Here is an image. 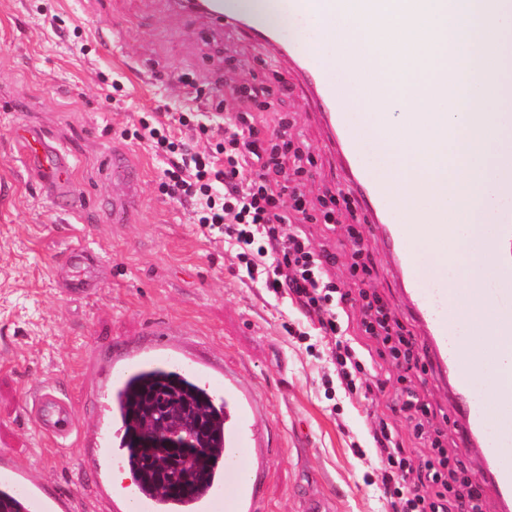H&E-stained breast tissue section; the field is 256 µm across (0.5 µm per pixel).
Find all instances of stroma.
I'll use <instances>...</instances> for the list:
<instances>
[{"instance_id":"1","label":"stroma","mask_w":512,"mask_h":512,"mask_svg":"<svg viewBox=\"0 0 512 512\" xmlns=\"http://www.w3.org/2000/svg\"><path fill=\"white\" fill-rule=\"evenodd\" d=\"M100 31L106 41L97 39ZM291 69L288 56L175 0H0V452L21 456L56 490L79 492L82 512L107 510L82 489L78 451H62L39 434L26 403L57 384L73 401L78 424H89V354L153 340L165 330L185 334L253 388L261 407L257 429L274 449L263 485L266 512H302L309 497L331 512H388L377 463L354 448L375 417L395 428L406 455L425 451L395 407L399 370L379 345L368 344L370 396L332 382L325 339L288 335L285 324L301 318L296 305L237 274L223 238L198 231L192 205L162 195L166 160L134 136L142 114L175 121L187 107L216 113L225 84L275 92ZM185 72L192 82H181ZM287 88L285 100L256 110L267 134L290 119L295 144L312 161L309 198L329 188L348 199L341 224L302 227L314 247L340 252L334 273L347 288L346 227L368 217L343 187L310 98L297 85ZM20 123L40 128L71 154L81 216L62 213L22 165L13 142ZM114 150L142 171L139 205L118 219L106 167ZM76 243L102 258L89 298L63 294L53 275L55 262ZM367 244L365 289L384 295L406 329L418 333L384 245L372 235ZM419 352L416 387L471 482L482 483L480 460L453 425L448 382L428 347Z\"/></svg>"}]
</instances>
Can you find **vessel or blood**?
I'll return each instance as SVG.
<instances>
[{"mask_svg": "<svg viewBox=\"0 0 512 512\" xmlns=\"http://www.w3.org/2000/svg\"><path fill=\"white\" fill-rule=\"evenodd\" d=\"M376 0H290L292 12L302 22H329L346 10L373 14ZM211 15L225 27L252 34L273 48L288 50L306 83L311 88L329 127L335 133V150L345 173V187L357 194L367 210L375 216V229L390 254L398 262L411 301L414 318L425 328L431 348L441 368L447 370L456 392V426L469 441L483 445L484 469L493 484L504 512H512V466L502 464L504 454L512 452V428L490 432L486 417V401L494 399L503 406H512V347L501 339L512 335V257L500 254V243H512V160L499 170L493 195L498 206L493 213V230L477 245L478 251L496 265L499 275L491 282L489 293L495 313L484 333L488 340L486 360L493 365L486 393H478L474 382L479 373L468 354L466 312L475 303L473 295L462 292L449 298L448 284L428 278L419 256L410 241L415 225L426 217L414 213L397 216V205L390 188L381 183L365 163L367 146L353 136L359 124L338 93L342 81L361 83L367 76L358 71L350 58L337 55L331 66H323L312 54L289 47L284 30L272 26L265 18H245L230 9L226 0H209ZM467 72L456 49H449L446 63L436 75L431 92L435 97L451 95ZM14 138L26 166L34 169L48 184L64 211L76 212L78 201L68 178L71 160L67 153L28 127L19 126ZM112 172L120 180V189L112 195V213L120 215L138 206L140 176L126 157L112 156ZM434 245L438 251H452L453 239L448 234V210H434L431 217ZM100 257L82 246L67 249L56 264L67 295L88 297L94 294L96 270ZM159 352L167 361L180 363L185 373L200 377L213 389V396L224 404L225 464L242 467L244 475L237 484L229 512H266L260 492L271 453L264 448L256 430L257 408L248 387L224 370L221 361L199 352L187 338L170 335L162 344L145 340L127 343L124 347L102 354V363L90 376L96 391L92 408V424L86 429L76 426V410L72 401L56 386L39 391L32 400L29 414L37 430L60 448L77 444L83 452L85 470L93 477L92 491L103 500L110 512H131V501L149 497L144 486L119 489L113 482V471L122 467L120 452L121 382L135 373L152 352ZM0 485L19 492L34 512H75L76 495H62L49 490L29 465L12 454L0 453ZM224 496V469L215 467L208 481L192 498L153 501V512H214L216 502Z\"/></svg>", "mask_w": 512, "mask_h": 512, "instance_id": "obj_1", "label": "vessel or blood"}]
</instances>
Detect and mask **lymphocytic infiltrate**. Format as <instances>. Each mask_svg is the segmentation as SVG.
Returning <instances> with one entry per match:
<instances>
[{"instance_id": "1", "label": "lymphocytic infiltrate", "mask_w": 512, "mask_h": 512, "mask_svg": "<svg viewBox=\"0 0 512 512\" xmlns=\"http://www.w3.org/2000/svg\"><path fill=\"white\" fill-rule=\"evenodd\" d=\"M258 94L250 85L227 86L225 97L238 105L227 120L191 108L182 112L180 125L214 140V148L204 152L176 137L161 113L140 118L138 139L168 158L160 190L169 198L195 202L200 229L223 237L249 280L269 296L296 301L303 328L326 338L335 375L345 390H356L357 375L367 364L363 340H376L402 366L405 385L398 395L399 410L417 438L430 440L431 453L420 466H412L402 455L393 427L376 418L368 445L390 512H461L465 507L482 512L479 488L461 475L457 457L426 426L431 408L413 385L419 368L413 337L403 335L399 320L378 294L363 290L354 297L339 288L330 277L336 253L315 250L301 231V223L335 224L339 215L331 200L310 214L299 187L281 182L287 166L303 175V152L292 146L288 121H281L272 136L261 133L252 110ZM355 307L360 310L356 320L351 317Z\"/></svg>"}]
</instances>
